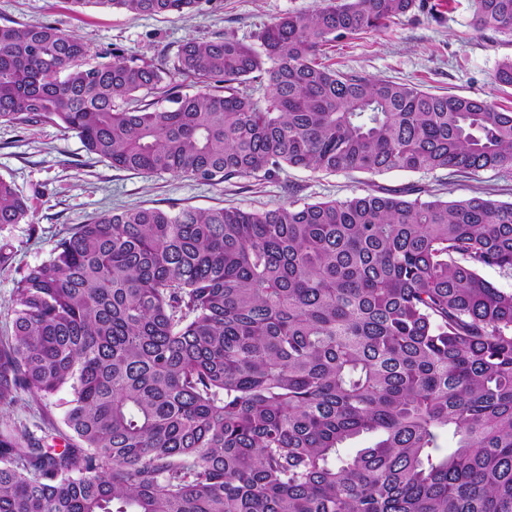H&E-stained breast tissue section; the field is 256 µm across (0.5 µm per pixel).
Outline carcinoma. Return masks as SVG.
Wrapping results in <instances>:
<instances>
[{"instance_id":"1","label":"carcinoma","mask_w":512,"mask_h":512,"mask_svg":"<svg viewBox=\"0 0 512 512\" xmlns=\"http://www.w3.org/2000/svg\"><path fill=\"white\" fill-rule=\"evenodd\" d=\"M71 2L155 16L210 0ZM416 7L323 0L257 47L189 40L170 68L0 25V123L55 122L115 168L212 187L288 167L511 173L512 111L320 61ZM473 24L512 36V0H474ZM177 75L201 89L179 94ZM492 78L512 87V58ZM29 214L1 177L0 226ZM487 267L512 275V203L409 189L76 225L17 282L0 344V411L67 389L70 436L56 451L0 429V512H512V291ZM361 434L377 441L341 457Z\"/></svg>"}]
</instances>
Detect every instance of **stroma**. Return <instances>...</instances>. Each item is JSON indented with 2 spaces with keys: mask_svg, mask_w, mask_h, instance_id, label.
<instances>
[{
  "mask_svg": "<svg viewBox=\"0 0 512 512\" xmlns=\"http://www.w3.org/2000/svg\"><path fill=\"white\" fill-rule=\"evenodd\" d=\"M319 0H211L203 13L132 16L70 0H0V24L44 22L76 34L91 54L117 48L166 65L189 39L209 41L231 34L255 41L264 25L291 12H306ZM512 57V37L473 25L471 0H425L423 7L383 33L348 36L326 47L324 63L341 74L418 85L434 93L478 97L508 110L512 89L494 84L492 74ZM0 177L12 181L32 206L28 222L0 228V244L12 258L0 264V341L13 335V295L29 267L47 260L75 225L127 208L215 207L264 211L288 203L344 200L378 188L422 189L424 198L471 196L512 202V173L472 177L445 170L336 174L289 168L271 179H234L218 187L175 175H146L117 169L88 154L81 141L58 125L0 124ZM68 391L43 398L19 393L0 412V425L25 430L43 445L62 448Z\"/></svg>",
  "mask_w": 512,
  "mask_h": 512,
  "instance_id": "obj_1",
  "label": "stroma"
}]
</instances>
